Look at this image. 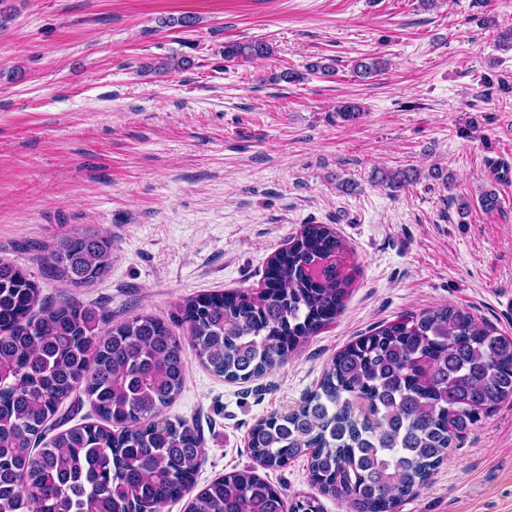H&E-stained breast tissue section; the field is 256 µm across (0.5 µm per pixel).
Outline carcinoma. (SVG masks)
Instances as JSON below:
<instances>
[{"mask_svg":"<svg viewBox=\"0 0 512 512\" xmlns=\"http://www.w3.org/2000/svg\"><path fill=\"white\" fill-rule=\"evenodd\" d=\"M262 39L224 44L227 62L263 60ZM380 57L356 61L359 77ZM417 179L396 170L380 183L398 191ZM344 245L326 224L308 223L274 252L262 293L205 292L181 306L201 362L229 381L285 363L344 311L353 283ZM73 288L112 266L102 231L65 235L36 257ZM27 268L0 261V512H163L194 487L202 455L196 431L164 416L185 379L180 337L162 320L105 315L62 299L39 305ZM100 419L46 439L75 391ZM512 398V336L452 305L380 326L339 351L298 409L249 433L256 459L282 467L305 455L313 484L350 512H395L428 480L455 440ZM188 512H320L316 500L289 507L254 470L200 490Z\"/></svg>","mask_w":512,"mask_h":512,"instance_id":"carcinoma-1","label":"carcinoma"}]
</instances>
